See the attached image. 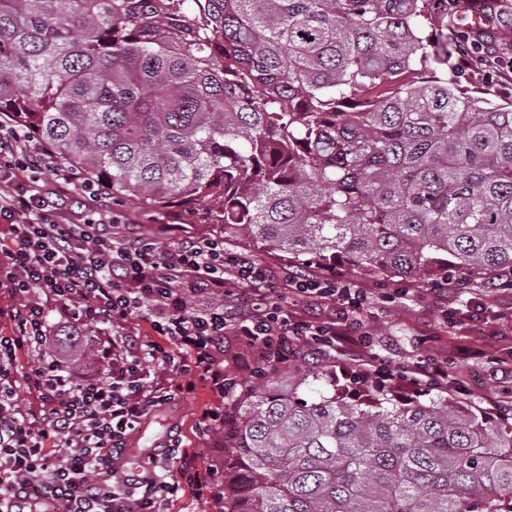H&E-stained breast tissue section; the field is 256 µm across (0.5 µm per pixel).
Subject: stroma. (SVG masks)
Instances as JSON below:
<instances>
[{"mask_svg":"<svg viewBox=\"0 0 512 512\" xmlns=\"http://www.w3.org/2000/svg\"><path fill=\"white\" fill-rule=\"evenodd\" d=\"M97 207L104 213L117 214L121 222L136 225L144 231L150 230L155 220L164 219L170 226L164 236L168 244L188 235L212 237L216 234L215 226L200 222L193 205L185 202L171 203L161 209L134 202L116 206L107 196ZM336 272L342 278L355 280L372 294L364 312L365 324L372 333L370 352L393 362L447 359L453 398L478 405L487 412L492 410L493 402L504 386L492 360L512 354V321L498 317L499 312L512 311V290L494 287L480 277L469 279V287L482 291L485 317L480 321L459 319L451 325L445 321L442 312L463 307L464 298L459 288L446 277L407 283L398 278L358 276L346 265L337 266ZM404 286L410 289L406 297L392 302L382 301V294ZM462 344L483 350L486 361L474 364L453 361L456 348ZM214 404L208 387L196 383L194 389L182 394L169 411L160 413L143 429L139 447L146 448L171 437L195 454L198 465L210 464L213 450L198 439L196 422L202 411Z\"/></svg>","mask_w":512,"mask_h":512,"instance_id":"obj_1","label":"stroma"}]
</instances>
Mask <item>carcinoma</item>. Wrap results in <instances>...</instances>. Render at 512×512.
I'll return each instance as SVG.
<instances>
[{"mask_svg": "<svg viewBox=\"0 0 512 512\" xmlns=\"http://www.w3.org/2000/svg\"><path fill=\"white\" fill-rule=\"evenodd\" d=\"M0 0V113L116 201L300 268L512 272V102L433 0ZM246 83L252 96L243 98ZM224 512H512V420L290 364L224 426ZM473 59H478L488 68L487 75L491 82L512 74V57L493 56L487 59L483 54L477 56L469 53L465 55V62ZM483 65L474 63L470 69L461 70L458 63L460 84L468 90L490 88L497 96L512 99V79L508 78V81L503 80L504 83L500 82L498 85L491 86L486 76V68Z\"/></svg>", "mask_w": 512, "mask_h": 512, "instance_id": "carcinoma-1", "label": "carcinoma"}]
</instances>
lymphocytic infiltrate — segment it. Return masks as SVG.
I'll use <instances>...</instances> for the list:
<instances>
[{
    "mask_svg": "<svg viewBox=\"0 0 512 512\" xmlns=\"http://www.w3.org/2000/svg\"><path fill=\"white\" fill-rule=\"evenodd\" d=\"M51 173L52 186L41 179ZM78 190L99 201L100 182L59 160L53 148L0 114V512H169L182 485L208 512H224L217 466L199 469L178 445L127 457L142 426L176 397L164 367L208 385L217 404L197 423L214 452L224 441V399L238 386L224 369V339L240 349V372L260 378L295 358L352 357L363 377L409 376L428 389L448 386L441 360L391 364L366 350L361 313L366 290L344 279L283 269L295 303L272 297L268 274L252 257L225 251L221 238H185L161 248L155 233H123L95 212H65ZM329 302L334 319L299 313ZM150 335H142L141 325ZM87 336L98 352L73 373L51 348L54 328ZM27 356L19 372V356ZM28 403H18L17 387Z\"/></svg>",
    "mask_w": 512,
    "mask_h": 512,
    "instance_id": "1",
    "label": "lymphocytic infiltrate"
}]
</instances>
